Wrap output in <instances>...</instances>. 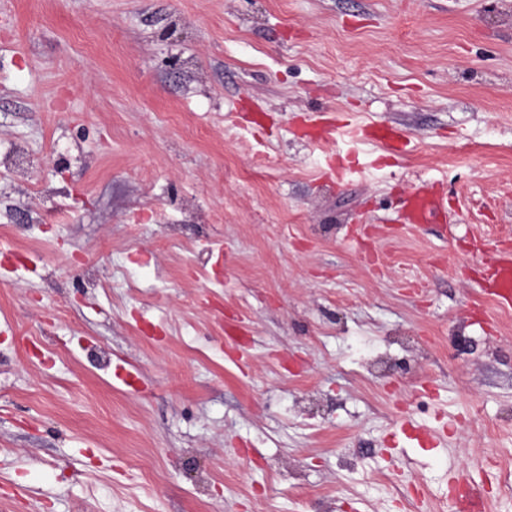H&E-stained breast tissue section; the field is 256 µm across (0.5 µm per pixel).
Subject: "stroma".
<instances>
[{
  "label": "stroma",
  "mask_w": 512,
  "mask_h": 512,
  "mask_svg": "<svg viewBox=\"0 0 512 512\" xmlns=\"http://www.w3.org/2000/svg\"><path fill=\"white\" fill-rule=\"evenodd\" d=\"M10 153L0 512H512V0H0ZM443 209V200L424 187H416L406 204L407 220L412 224H431ZM491 293L506 306L512 307V255L501 252L491 263Z\"/></svg>",
  "instance_id": "35a3bbf8"
}]
</instances>
